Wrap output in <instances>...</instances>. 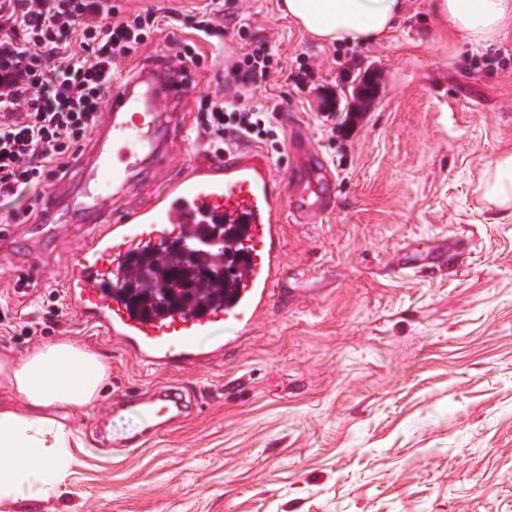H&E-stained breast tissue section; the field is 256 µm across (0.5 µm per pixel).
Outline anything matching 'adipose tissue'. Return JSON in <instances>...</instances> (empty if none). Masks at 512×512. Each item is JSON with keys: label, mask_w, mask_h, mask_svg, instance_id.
Wrapping results in <instances>:
<instances>
[{"label": "adipose tissue", "mask_w": 512, "mask_h": 512, "mask_svg": "<svg viewBox=\"0 0 512 512\" xmlns=\"http://www.w3.org/2000/svg\"><path fill=\"white\" fill-rule=\"evenodd\" d=\"M449 34L490 46L512 34V0H430ZM283 16L327 43L367 44L389 35L407 0H280ZM493 221L512 222V150L482 180ZM107 377L104 359L74 339L49 342L21 359L0 353V505L57 497L67 486L80 443L69 412L94 403Z\"/></svg>", "instance_id": "1"}]
</instances>
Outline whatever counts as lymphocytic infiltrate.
Returning <instances> with one entry per match:
<instances>
[{"label": "lymphocytic infiltrate", "instance_id": "1", "mask_svg": "<svg viewBox=\"0 0 512 512\" xmlns=\"http://www.w3.org/2000/svg\"><path fill=\"white\" fill-rule=\"evenodd\" d=\"M232 26L246 49L227 66L223 95L199 97L195 132L217 156L252 143L279 150L272 119L282 101L246 97L267 81L278 54L271 40L250 39L234 13L157 7L125 17L114 0H0V103L8 105L0 113V200L38 206L100 125L126 61L157 34L188 31L170 40L168 59L197 66L199 45L222 49Z\"/></svg>", "mask_w": 512, "mask_h": 512}]
</instances>
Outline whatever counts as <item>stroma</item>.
<instances>
[{
  "label": "stroma",
  "mask_w": 512,
  "mask_h": 512,
  "mask_svg": "<svg viewBox=\"0 0 512 512\" xmlns=\"http://www.w3.org/2000/svg\"><path fill=\"white\" fill-rule=\"evenodd\" d=\"M278 0H227L255 38L275 41L279 71L255 98L284 99L282 143L300 138L336 180L331 212L285 226L293 298L273 308L223 364L142 370L64 310L36 336L0 329L22 357L76 337L108 366L93 406L68 417L83 448L62 495L0 512H512V222L495 224L481 174L512 150V38L487 52L443 32L427 0L365 45L317 40ZM314 70L304 87L288 78ZM378 94L354 127H332L328 99L353 84ZM448 242L455 266L400 270L402 253ZM78 231L57 234L41 280L17 288L0 245V311L15 324L62 304ZM160 382L193 387L181 423L126 451L115 394Z\"/></svg>",
  "instance_id": "35a3bbf8"
}]
</instances>
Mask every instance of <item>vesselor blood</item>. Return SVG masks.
Masks as SVG:
<instances>
[{
	"label": "vessel or blood",
	"instance_id": "1",
	"mask_svg": "<svg viewBox=\"0 0 512 512\" xmlns=\"http://www.w3.org/2000/svg\"><path fill=\"white\" fill-rule=\"evenodd\" d=\"M191 77L177 75L157 59L115 84L105 119L77 165L76 185L52 191L54 204L76 217L81 244L62 280L72 312L95 327L130 359L156 372L208 367L250 335L271 308L288 302L284 226L331 210L335 181L321 154L291 144L292 185L284 187L274 165L259 153L240 150L187 163L162 182L146 204L133 201L138 183L168 165L175 105L188 94ZM199 224H237L247 264L234 296L225 304L179 315L146 314L131 306L120 284L135 255L165 248L173 240L195 246ZM234 335L204 344L223 322ZM193 403L181 387L155 385L147 396L123 393L112 407L133 410L165 427L185 418Z\"/></svg>",
	"mask_w": 512,
	"mask_h": 512
}]
</instances>
